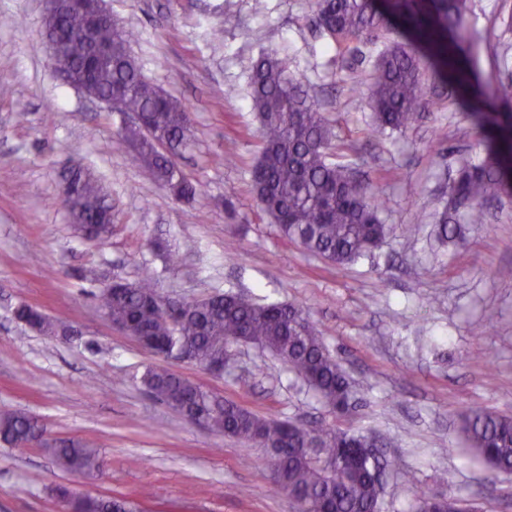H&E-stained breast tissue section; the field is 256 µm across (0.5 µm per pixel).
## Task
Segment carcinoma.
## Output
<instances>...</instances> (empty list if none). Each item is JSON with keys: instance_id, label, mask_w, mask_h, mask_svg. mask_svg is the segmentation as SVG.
<instances>
[{"instance_id": "1", "label": "carcinoma", "mask_w": 512, "mask_h": 512, "mask_svg": "<svg viewBox=\"0 0 512 512\" xmlns=\"http://www.w3.org/2000/svg\"><path fill=\"white\" fill-rule=\"evenodd\" d=\"M468 0H316L319 25L338 48V58L350 45L368 36L378 38L392 28L403 37L383 51L370 82H353L349 92L367 101L372 111L371 132H402L421 118L419 108L435 88L452 81L464 90L463 67L450 55L464 29ZM84 16L67 0H57L45 14L49 37L63 41L70 79L89 93L105 97L124 91L125 111L140 114V122L124 127L118 145L135 147L133 159L174 195L190 200L196 188L170 155L191 145L190 108L173 100L152 84L129 52L135 34L117 22L98 28L96 37L112 44V56L103 61L94 82L85 84L82 63L87 38ZM251 101L260 123L262 150L253 176L256 198L282 236L334 265L346 266L369 257L387 234L379 205L369 183L352 169L332 162L341 151L335 134L301 82L276 51L262 55L251 74ZM476 126L489 144L483 164H461L448 189V208L438 219L437 234L455 240L463 224H482L486 207L512 198V122L495 112L470 107ZM74 229L87 240H101L111 231V207L98 180L77 171L67 201ZM98 307L121 324L126 334L140 341L148 336L165 346L168 356L183 350L208 366L229 355L244 339L276 355L332 411L351 400L350 384L340 364L326 349L304 312L294 306L260 305L239 294H216L190 302L172 320L154 277L146 272L120 291L103 289ZM22 320L37 318L41 331L54 334L62 322L22 304ZM140 384L156 399L182 403L188 419L203 417L207 426L241 441H258L277 453L275 479L311 512H381L379 462L375 455L353 457L356 448H373L364 431L307 428L292 421L259 416L168 369L149 366ZM461 431L470 451L494 472L512 474V416L479 409L465 412ZM0 441L22 445L45 444L56 464L65 471L92 475L101 458L95 448L70 439H43V431L25 415L0 414ZM61 498H72L74 512H125L122 497L79 496L66 486ZM414 512H470L463 501L443 493L418 498Z\"/></svg>"}]
</instances>
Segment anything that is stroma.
I'll use <instances>...</instances> for the list:
<instances>
[{"label":"stroma","mask_w":512,"mask_h":512,"mask_svg":"<svg viewBox=\"0 0 512 512\" xmlns=\"http://www.w3.org/2000/svg\"><path fill=\"white\" fill-rule=\"evenodd\" d=\"M133 29L144 75L190 107L195 144L173 160L196 184L176 199L114 142L126 116L69 85L43 33L45 0H0V411L32 417L47 438L98 448L94 476L57 470L48 449L0 443V512H61L57 486L129 498L139 512H296L274 482L269 452L196 424L138 378L169 364L252 411L348 431H373L392 466L383 512H410L439 491L481 512H512V475L464 450L461 411L512 415V198L438 243L434 215L463 161L487 158L483 135L440 86L422 119L389 137L368 132L370 110L347 87L368 81L385 41L345 63L316 22L313 0H106ZM458 55L495 111L512 103V0H469ZM286 56L319 103L343 160L370 180L389 233L372 259L339 267L282 238L252 190L261 148L251 108L253 62ZM90 170L112 203L100 244L75 231L57 203L71 168ZM153 272L176 302L216 293L301 308L353 389L329 411L276 356L237 344L224 375L190 359L163 361L115 330L97 307L104 285ZM26 304L66 318L73 339L19 322Z\"/></svg>","instance_id":"1"}]
</instances>
